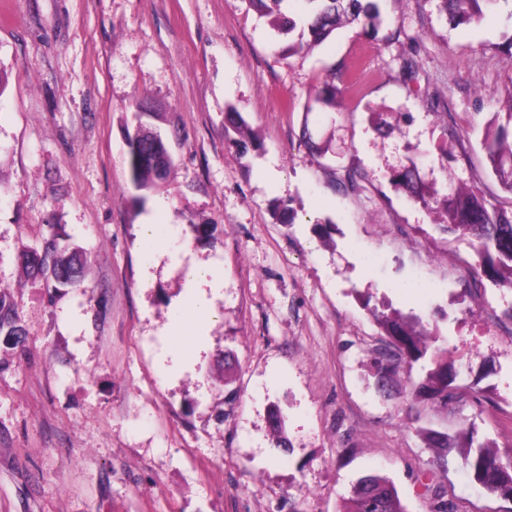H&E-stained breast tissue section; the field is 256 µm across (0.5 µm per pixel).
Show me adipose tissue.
<instances>
[{
  "label": "adipose tissue",
  "instance_id": "obj_1",
  "mask_svg": "<svg viewBox=\"0 0 512 512\" xmlns=\"http://www.w3.org/2000/svg\"><path fill=\"white\" fill-rule=\"evenodd\" d=\"M186 278L194 293L191 303L178 310L171 328L180 345L179 353L171 357L172 366L176 369L201 355L202 329L216 315L209 292L223 283L224 272L212 263L198 261L188 266Z\"/></svg>",
  "mask_w": 512,
  "mask_h": 512
}]
</instances>
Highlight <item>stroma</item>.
I'll use <instances>...</instances> for the list:
<instances>
[{"label": "stroma", "mask_w": 512, "mask_h": 512, "mask_svg": "<svg viewBox=\"0 0 512 512\" xmlns=\"http://www.w3.org/2000/svg\"><path fill=\"white\" fill-rule=\"evenodd\" d=\"M378 7L374 33L301 48L252 0H0V291L18 328L0 335V512H339L371 473L407 512L433 486L455 512H512L419 433L464 421L512 451V291L473 285L468 240L397 179L414 168L424 191L444 165L512 209L483 147L512 89V0L459 28L441 0ZM338 74L335 105L308 110ZM139 125L173 157L151 190L127 162ZM349 168L358 190L339 185ZM152 216L161 252L140 235ZM55 230L89 261L77 285L23 263ZM193 257L224 285L176 371L166 332ZM377 311L447 338L462 402L408 411L403 372L378 390Z\"/></svg>", "instance_id": "35a3bbf8"}]
</instances>
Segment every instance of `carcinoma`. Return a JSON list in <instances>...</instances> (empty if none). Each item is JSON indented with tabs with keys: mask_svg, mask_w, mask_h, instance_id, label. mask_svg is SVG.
Masks as SVG:
<instances>
[{
	"mask_svg": "<svg viewBox=\"0 0 512 512\" xmlns=\"http://www.w3.org/2000/svg\"><path fill=\"white\" fill-rule=\"evenodd\" d=\"M312 5L307 32L314 43L329 37L344 24H360L374 30L380 23V12L375 0H304ZM480 0H442L449 23L458 26L469 23L480 15ZM507 112L495 113L484 138V150L493 175L503 189L512 194V91L506 93ZM168 154L163 139L136 129L127 138V157L131 181L136 189L148 190L156 185L169 167L160 168L154 157ZM406 191L424 204L434 203L444 218L443 229L470 239L474 262V278L486 279L499 287L512 290V213L489 203L478 187L462 189L452 181L445 182L443 192H436L430 199L418 194L413 181V171L408 169L401 176ZM84 259L69 250L66 239L52 233L46 242L44 256L39 263L42 274L61 285L71 284L82 277ZM376 321L388 336L385 347L377 350L375 357L380 372L390 374L399 369L412 372L413 365L429 360L420 368V375L410 380L405 392L408 409L413 410L425 401L444 408L460 401L456 385L459 375L454 361L448 359V339L433 337L428 344L422 333L410 328L403 316L373 313ZM12 325V306L6 292H0V331ZM428 447L436 450L445 460L463 442L467 448L464 456L465 471L471 480L486 492L512 499V456L492 450L489 443L475 439L473 425H463L454 436L437 430L420 429ZM343 512H406L392 483L377 474L360 478L352 487Z\"/></svg>",
	"mask_w": 512,
	"mask_h": 512,
	"instance_id": "obj_1",
	"label": "carcinoma"
}]
</instances>
